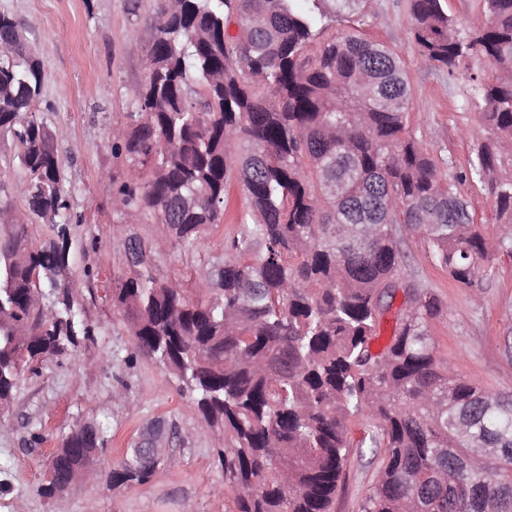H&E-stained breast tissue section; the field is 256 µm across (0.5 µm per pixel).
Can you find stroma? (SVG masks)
<instances>
[{"mask_svg": "<svg viewBox=\"0 0 512 512\" xmlns=\"http://www.w3.org/2000/svg\"><path fill=\"white\" fill-rule=\"evenodd\" d=\"M161 0H0L27 29V48L44 73L38 116L53 126L62 159L64 187L81 216L71 235L76 252L71 271H98V298L89 308L98 325L94 344L75 358L43 366L40 376L22 375L11 413L0 425V512H234L231 496L218 494L224 473L211 438L189 394L163 366L147 359L127 364L133 339L109 300L126 268L118 232L146 241L160 237L145 215L116 226L112 179L124 159L112 153V131L130 121L129 91L143 83L142 57L156 34ZM408 0H364L360 13L336 22V33L359 30L391 47L404 61L413 88L411 126L441 158L440 175L467 171L485 137L477 122L475 79L494 69L483 56L447 71L420 55L406 34ZM248 212L240 184L226 191L223 225L212 232L211 252ZM406 264L446 304L433 322L438 357L461 378L491 391L512 392V258L497 257L481 287L456 286L436 263L419 234L407 237ZM107 416L112 441L97 461L109 471L127 444L154 422L175 427L177 441L144 484L112 487L105 481L73 482L55 499L40 496L51 456L71 431ZM43 440L35 444L32 434ZM381 457L371 448L352 449L332 512H360L376 480Z\"/></svg>", "mask_w": 512, "mask_h": 512, "instance_id": "stroma-1", "label": "stroma"}]
</instances>
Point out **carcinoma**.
I'll use <instances>...</instances> for the list:
<instances>
[{"label":"carcinoma","mask_w":512,"mask_h":512,"mask_svg":"<svg viewBox=\"0 0 512 512\" xmlns=\"http://www.w3.org/2000/svg\"><path fill=\"white\" fill-rule=\"evenodd\" d=\"M363 0H163L156 36L130 90L132 122L115 128L125 156L118 220L147 214L158 241L209 266L192 288L162 279L153 247L119 235L128 272L112 289L134 355L162 365L193 397L209 430L223 491L236 512H331L351 448L377 449L382 468L361 512H512V393L474 386L436 356L441 298L404 266L416 232L458 286L512 258V0H483L486 23L463 38L444 0H410L407 33L449 71L472 51L496 75L474 87L487 136L470 179L488 186L499 234L477 224L459 180L408 124L412 86L402 59L357 31L308 45ZM237 25V34L229 32ZM43 72L22 28L0 13V136L15 141L0 170L45 239L0 211V406L24 372L40 375L95 342L83 306L98 274L65 281L72 207L54 131L33 111ZM247 191L250 221L205 248L223 223L227 184ZM404 285L403 307L380 349L381 323ZM373 427L359 440L352 419ZM106 417L63 438L49 468L66 490L81 448L109 442ZM134 441L105 474L142 484Z\"/></svg>","instance_id":"obj_1"}]
</instances>
